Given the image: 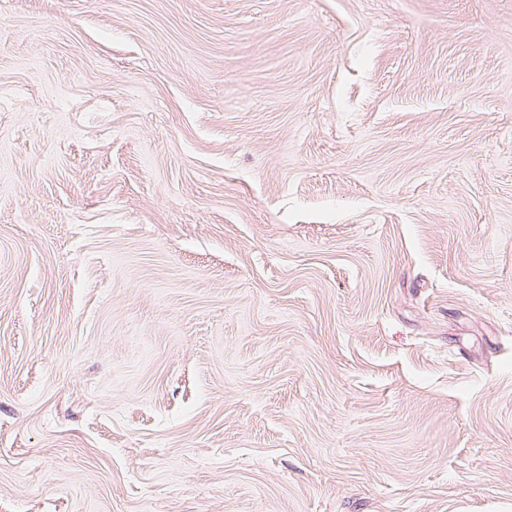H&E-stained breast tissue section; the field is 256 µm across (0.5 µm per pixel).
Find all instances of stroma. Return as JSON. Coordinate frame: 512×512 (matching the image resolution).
Returning a JSON list of instances; mask_svg holds the SVG:
<instances>
[{
	"mask_svg": "<svg viewBox=\"0 0 512 512\" xmlns=\"http://www.w3.org/2000/svg\"><path fill=\"white\" fill-rule=\"evenodd\" d=\"M0 512H512V0H0Z\"/></svg>",
	"mask_w": 512,
	"mask_h": 512,
	"instance_id": "1",
	"label": "stroma"
}]
</instances>
